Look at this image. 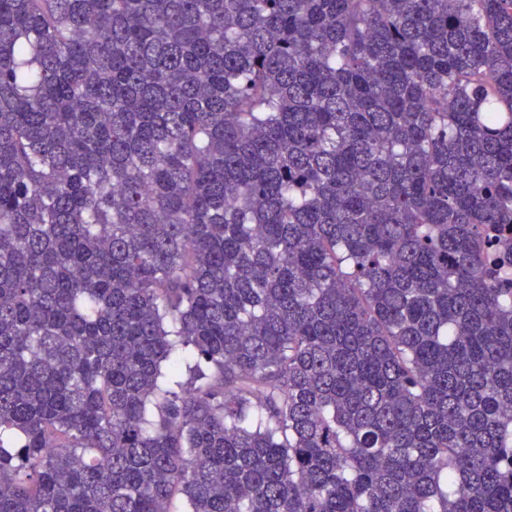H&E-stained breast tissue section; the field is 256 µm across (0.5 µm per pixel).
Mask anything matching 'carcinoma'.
Returning <instances> with one entry per match:
<instances>
[{
	"instance_id": "carcinoma-1",
	"label": "carcinoma",
	"mask_w": 512,
	"mask_h": 512,
	"mask_svg": "<svg viewBox=\"0 0 512 512\" xmlns=\"http://www.w3.org/2000/svg\"><path fill=\"white\" fill-rule=\"evenodd\" d=\"M512 0H0V512H512Z\"/></svg>"
}]
</instances>
